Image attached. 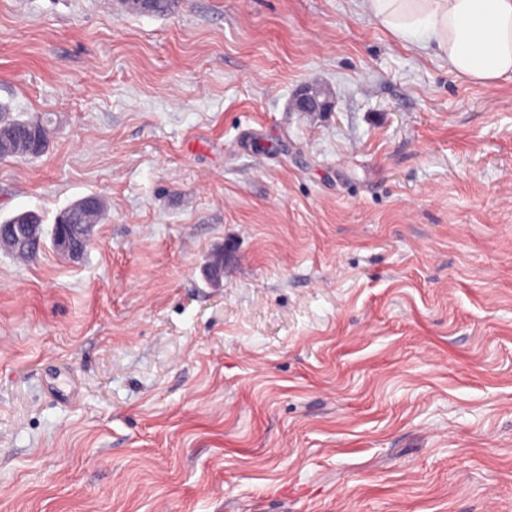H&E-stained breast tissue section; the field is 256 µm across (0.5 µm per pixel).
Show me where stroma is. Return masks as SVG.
I'll use <instances>...</instances> for the list:
<instances>
[{"label":"stroma","mask_w":512,"mask_h":512,"mask_svg":"<svg viewBox=\"0 0 512 512\" xmlns=\"http://www.w3.org/2000/svg\"><path fill=\"white\" fill-rule=\"evenodd\" d=\"M0 104V222L105 202L0 251V512H512V82L358 0H0ZM127 12L131 14H148L164 16L174 12L180 1L178 0H127ZM37 127L43 143V152L49 143L48 122L39 118L19 119L9 113L6 105H0V133L3 138V147L0 149V161L9 158H35L42 155L41 151L33 150L31 154L26 153L21 140L28 129ZM97 195H89L77 200L62 211L55 217L54 224L55 241L59 252L67 256L71 261L75 262L82 258L84 249L91 244L94 237L95 224H82L81 221L92 212V217L96 221L104 210V201ZM81 224L82 246H75L69 238V235L62 229V225ZM68 231L72 227L68 226Z\"/></svg>","instance_id":"35a3bbf8"}]
</instances>
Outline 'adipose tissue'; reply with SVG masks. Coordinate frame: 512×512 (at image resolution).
I'll use <instances>...</instances> for the list:
<instances>
[{
  "mask_svg": "<svg viewBox=\"0 0 512 512\" xmlns=\"http://www.w3.org/2000/svg\"><path fill=\"white\" fill-rule=\"evenodd\" d=\"M361 7L394 39L415 41L473 83L512 82V0H361Z\"/></svg>",
  "mask_w": 512,
  "mask_h": 512,
  "instance_id": "obj_1",
  "label": "adipose tissue"
}]
</instances>
